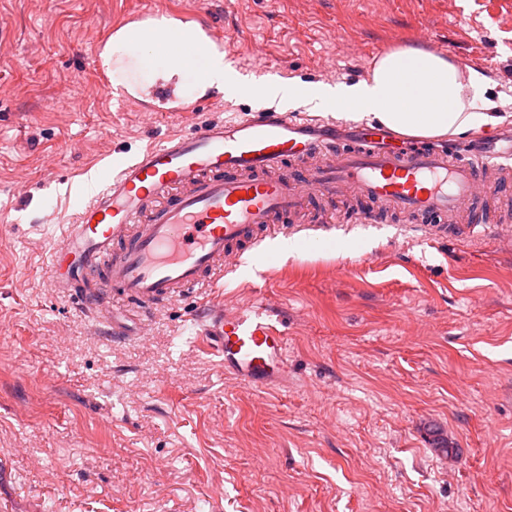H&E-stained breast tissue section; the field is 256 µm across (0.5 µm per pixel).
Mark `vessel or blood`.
I'll return each instance as SVG.
<instances>
[{"instance_id": "1", "label": "vessel or blood", "mask_w": 512, "mask_h": 512, "mask_svg": "<svg viewBox=\"0 0 512 512\" xmlns=\"http://www.w3.org/2000/svg\"><path fill=\"white\" fill-rule=\"evenodd\" d=\"M136 29L198 55L228 48L223 27L203 12L171 11L161 22L133 13L110 30L121 37L129 65L141 60ZM107 45L100 40L88 64L103 91L119 92L136 111L152 117L218 104L212 89L188 94L176 79L152 82L132 73L114 86ZM490 172L512 184V147L500 150L483 139L438 150L377 123L340 146L328 126L274 106L212 119L146 148L97 186L51 248L47 274L62 296L77 298L92 319L125 337L153 308L236 272L246 252L263 261L255 250L261 241L298 238L304 224L287 227L279 219L299 215L313 196L362 201L352 213L361 224L375 223L382 209L435 239L478 227L511 237L512 227L495 211H473L494 190L485 179ZM208 315L201 338L222 357L225 373L258 388L285 373L288 338L262 308L244 314L218 302Z\"/></svg>"}]
</instances>
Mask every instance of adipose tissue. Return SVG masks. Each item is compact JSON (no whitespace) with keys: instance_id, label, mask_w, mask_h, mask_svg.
Segmentation results:
<instances>
[{"instance_id":"ef3b65f1","label":"adipose tissue","mask_w":512,"mask_h":512,"mask_svg":"<svg viewBox=\"0 0 512 512\" xmlns=\"http://www.w3.org/2000/svg\"><path fill=\"white\" fill-rule=\"evenodd\" d=\"M484 78L433 52L393 49L378 57L369 79L308 87L316 106L369 118L397 132L454 136L494 122Z\"/></svg>"}]
</instances>
